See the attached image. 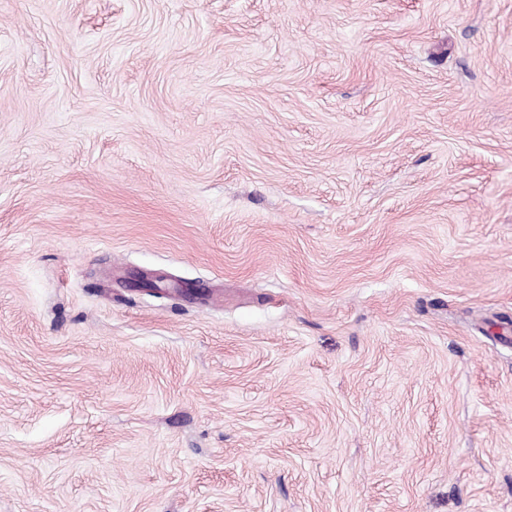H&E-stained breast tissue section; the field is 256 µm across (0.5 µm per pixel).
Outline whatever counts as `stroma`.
Here are the masks:
<instances>
[{
	"instance_id": "35a3bbf8",
	"label": "stroma",
	"mask_w": 512,
	"mask_h": 512,
	"mask_svg": "<svg viewBox=\"0 0 512 512\" xmlns=\"http://www.w3.org/2000/svg\"><path fill=\"white\" fill-rule=\"evenodd\" d=\"M0 512H512V0H0Z\"/></svg>"
}]
</instances>
